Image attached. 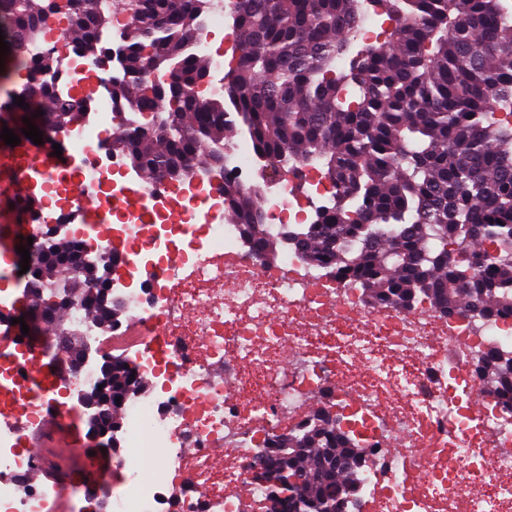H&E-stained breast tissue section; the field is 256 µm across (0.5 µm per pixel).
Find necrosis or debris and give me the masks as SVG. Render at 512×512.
I'll return each instance as SVG.
<instances>
[{"label": "necrosis or debris", "instance_id": "necrosis-or-debris-1", "mask_svg": "<svg viewBox=\"0 0 512 512\" xmlns=\"http://www.w3.org/2000/svg\"><path fill=\"white\" fill-rule=\"evenodd\" d=\"M210 2L205 34L189 48L208 57L207 91L219 95L240 53L237 0ZM217 31L220 53L211 49ZM24 80L82 99L79 120L45 142L46 163L33 164L21 146L11 155L14 176L30 187L12 205L17 222L34 230L29 251L37 253L54 216L75 208L69 185L79 178L99 205L65 236L90 258L112 250L110 290L123 313L106 333L80 306L69 307L96 351L77 364L49 334L0 335V512H42L45 492L23 480L34 460L19 443L46 405L83 416L73 392L93 387L113 358L109 337L133 321L144 335L124 360L152 386L123 405L114 450L122 478L95 489L110 512H267L253 464L266 438L304 423L319 403L341 408L340 422L356 421L369 446L365 493L349 512H512V410L473 372L489 350L512 352V315L446 318L424 296L408 309L372 305L357 282L296 252L265 264L226 217L225 178L260 194L275 234L313 223L332 202L319 161L302 167L309 192L298 196L292 171L269 179L242 135L206 177L147 182L106 146L103 129L121 110L109 92L111 71L67 52L52 73L28 71ZM90 86L97 93L89 97ZM34 358L58 373L28 384L22 371Z\"/></svg>", "mask_w": 512, "mask_h": 512}]
</instances>
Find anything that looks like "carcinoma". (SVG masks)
I'll list each match as a JSON object with an SVG mask.
<instances>
[{
	"instance_id": "carcinoma-1",
	"label": "carcinoma",
	"mask_w": 512,
	"mask_h": 512,
	"mask_svg": "<svg viewBox=\"0 0 512 512\" xmlns=\"http://www.w3.org/2000/svg\"><path fill=\"white\" fill-rule=\"evenodd\" d=\"M206 2L138 0L112 75L124 111L110 149L176 182L203 162L221 164L224 143L241 133L274 170L316 156L336 198L314 223L283 226L290 247L382 306L409 309L426 295L446 318L467 307L512 311V120L491 119L497 105L512 104V21L500 0H372L389 21L384 40L340 72L359 0H238L242 51L218 97L202 91L206 57L187 50ZM117 15L112 0H65L56 10L46 0H0V33L17 71L46 74L55 50L32 59L26 47L50 21L63 26L66 48L96 64L112 54ZM150 71L169 81H143ZM22 98L28 109L13 105L21 127L28 117L43 133L57 131L79 118L80 105L47 84ZM224 200L252 252L276 259L283 242L265 232L258 195L226 179ZM485 243L498 255L480 251ZM81 252L77 240L54 239L31 265L28 307L54 309L49 323L60 332L76 301L103 329L118 315L105 303L110 251L83 270ZM474 371L512 401V355L492 350ZM131 374L119 359L102 365L89 395L107 413L89 426L121 429L116 398L144 390ZM266 447L273 452L255 480L267 485L268 512H346L360 499L366 444L337 424L332 407Z\"/></svg>"
}]
</instances>
